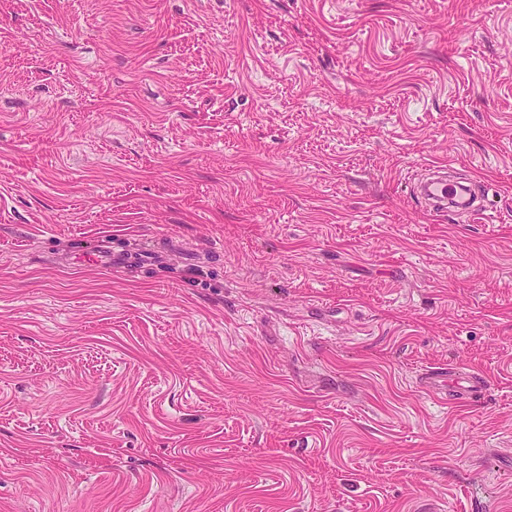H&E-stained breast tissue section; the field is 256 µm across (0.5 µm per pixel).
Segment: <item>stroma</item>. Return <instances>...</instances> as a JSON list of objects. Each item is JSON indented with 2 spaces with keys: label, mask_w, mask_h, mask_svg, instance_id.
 <instances>
[{
  "label": "stroma",
  "mask_w": 512,
  "mask_h": 512,
  "mask_svg": "<svg viewBox=\"0 0 512 512\" xmlns=\"http://www.w3.org/2000/svg\"><path fill=\"white\" fill-rule=\"evenodd\" d=\"M439 167L493 222L417 204ZM485 497L512 512V0H0V512ZM456 385L453 388L448 389L458 398H474L483 396L487 391L488 382L486 378L479 373H471L464 378H460L457 383L456 377L448 375V384Z\"/></svg>",
  "instance_id": "1"
}]
</instances>
